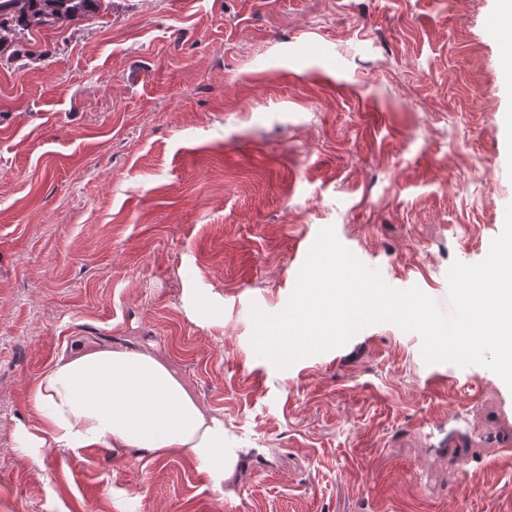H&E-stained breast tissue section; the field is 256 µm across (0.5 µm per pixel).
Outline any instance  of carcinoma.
<instances>
[{
  "label": "carcinoma",
  "mask_w": 512,
  "mask_h": 512,
  "mask_svg": "<svg viewBox=\"0 0 512 512\" xmlns=\"http://www.w3.org/2000/svg\"><path fill=\"white\" fill-rule=\"evenodd\" d=\"M97 0H0V49L33 27H55L97 9Z\"/></svg>",
  "instance_id": "carcinoma-1"
}]
</instances>
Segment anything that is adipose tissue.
<instances>
[{
    "label": "adipose tissue",
    "instance_id": "1",
    "mask_svg": "<svg viewBox=\"0 0 512 512\" xmlns=\"http://www.w3.org/2000/svg\"><path fill=\"white\" fill-rule=\"evenodd\" d=\"M26 405L34 425L18 423L22 451L130 448L153 458L197 462L214 487L237 461L224 445V418L204 404L176 370L154 354L126 346L75 348L30 384Z\"/></svg>",
    "mask_w": 512,
    "mask_h": 512
}]
</instances>
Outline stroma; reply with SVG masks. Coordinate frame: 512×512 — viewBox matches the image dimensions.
<instances>
[{
    "label": "stroma",
    "instance_id": "35a3bbf8",
    "mask_svg": "<svg viewBox=\"0 0 512 512\" xmlns=\"http://www.w3.org/2000/svg\"><path fill=\"white\" fill-rule=\"evenodd\" d=\"M503 0H103L0 52V512H512V388L391 323L280 370L320 229L450 305L512 204ZM170 358L236 473L25 455L26 389L76 339ZM512 16V12H511ZM511 16L504 15L493 24L490 33L496 42L503 46V50L498 59V70L503 85H509L512 81V19Z\"/></svg>",
    "mask_w": 512,
    "mask_h": 512
}]
</instances>
